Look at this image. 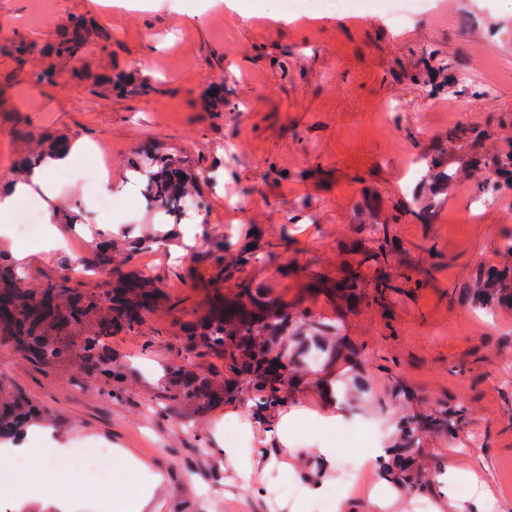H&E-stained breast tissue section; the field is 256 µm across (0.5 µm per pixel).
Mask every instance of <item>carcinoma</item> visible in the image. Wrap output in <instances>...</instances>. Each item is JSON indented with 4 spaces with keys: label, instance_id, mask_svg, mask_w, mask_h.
<instances>
[{
    "label": "carcinoma",
    "instance_id": "obj_1",
    "mask_svg": "<svg viewBox=\"0 0 512 512\" xmlns=\"http://www.w3.org/2000/svg\"><path fill=\"white\" fill-rule=\"evenodd\" d=\"M110 27L84 16L72 18L67 34L50 48L49 55L57 59H72L92 48L105 50L110 44ZM34 80L41 83L64 84L78 89L82 74L72 70L65 74L49 63L35 73ZM108 88L121 93L145 95L154 90L151 83L140 82L132 76L120 74L107 76ZM141 165L149 169L144 193L165 215L178 222L183 219V203L188 200V187L208 181L206 170L192 172L181 166V161L171 154L152 146L143 152ZM495 186L512 185V154L494 159L489 170ZM453 175L439 170L432 164L423 177V193L430 204L448 189ZM374 246L363 253L361 262L380 265L387 256V233L378 227L373 230ZM224 241L214 244L218 253L212 265L211 284L224 283L226 269L220 252ZM118 286L100 293L82 291L74 287L72 278H49L37 286L29 285L21 268L9 255L0 251V342L10 345L17 353L43 364L77 363L84 375L92 378L114 376L112 353L103 339L121 332L131 333L141 329L124 320L128 307L149 300L158 304L159 293L144 279L116 273ZM512 281V267L490 268L476 279L472 300L481 304L486 300L488 286L501 285L499 298L512 303V291L502 286ZM356 276L336 284V300L351 303L357 299ZM398 289L394 280L386 275L376 278L372 301L386 303L390 292ZM288 330V310L275 307L261 299L249 286L240 283L234 296L214 295L210 308L197 323L183 327L184 352L188 355L199 350L214 353L224 359V371L242 379L246 389L252 391L254 412L261 418H270L287 400L294 388L296 366L304 361L302 349L292 345ZM297 334H310L319 338L334 331L331 325L302 316L296 327ZM283 358L286 364L281 372L273 375L266 367L269 357ZM236 395L224 394V382L209 371H191L177 368L172 372L167 399L176 406H187L197 412L211 410L216 399ZM40 410L28 397L15 391L0 379V441L16 437ZM462 406L446 415H424L409 421L404 427L411 436L419 429L455 434L465 418Z\"/></svg>",
    "mask_w": 512,
    "mask_h": 512
}]
</instances>
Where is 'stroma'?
Here are the masks:
<instances>
[{"mask_svg": "<svg viewBox=\"0 0 512 512\" xmlns=\"http://www.w3.org/2000/svg\"><path fill=\"white\" fill-rule=\"evenodd\" d=\"M399 0H299L286 21L244 17L211 0H152L147 9L109 20L107 51L78 62L82 89L37 84L42 49L67 29L70 15L99 16L95 0H49L36 22V0H0V171H11L44 132L78 136L88 147L73 178L56 186L47 231L64 239L82 225L79 257L95 241L85 228L110 230L114 264L152 280L162 298L140 332L108 340L124 374L116 391L102 381L76 386L72 365L26 360L0 343V377L52 417L43 445L110 448L166 476L142 512H322L324 495L352 489L365 447L410 443L424 489L410 490L373 470L370 481L389 500L387 512H512V307L484 313L472 291L481 269L512 266L504 237L512 234V189L496 193L473 215L485 171L477 158L512 153V12L499 0H414L404 22ZM31 44L25 69L13 47ZM437 53L448 72L426 70ZM154 93L125 96L99 85L100 76L134 71ZM224 101L211 105L213 86ZM161 146L190 168L213 174L193 201L199 214L154 252L131 251L132 236H153L172 221L142 194L134 170L144 148ZM438 159L455 178L433 211L405 187L410 154ZM128 202L102 211L100 196ZM394 242L386 270L400 287L391 310L370 304L343 312L313 279L331 282L355 266L354 244L367 245L373 225ZM224 242L225 297L246 282L292 313L337 326L346 355L333 371L356 405L357 444L322 464L318 416L336 410L318 375H298L289 407L308 420L295 432L292 470L268 471L260 489L244 485L218 449L236 431L243 456L262 440V424L245 400L198 415L166 407L169 367L182 364V327L202 317L213 295L206 255ZM184 247L171 258L170 248ZM34 249L33 282L64 275L54 251L38 241L0 239V249ZM162 329L154 337V329ZM456 405L467 422L455 435L423 430L406 437V421ZM478 469L485 502L460 495L463 472ZM458 479L447 480L449 470ZM321 481L323 496L308 493ZM75 512H113L111 495L74 481L51 487Z\"/></svg>", "mask_w": 512, "mask_h": 512, "instance_id": "1", "label": "stroma"}]
</instances>
